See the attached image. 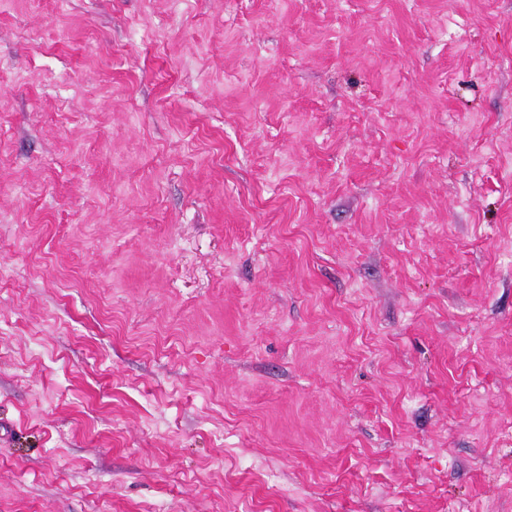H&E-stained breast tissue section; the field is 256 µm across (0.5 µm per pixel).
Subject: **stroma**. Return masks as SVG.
I'll return each instance as SVG.
<instances>
[{"label":"stroma","mask_w":512,"mask_h":512,"mask_svg":"<svg viewBox=\"0 0 512 512\" xmlns=\"http://www.w3.org/2000/svg\"><path fill=\"white\" fill-rule=\"evenodd\" d=\"M0 512H512V0H0Z\"/></svg>","instance_id":"obj_1"}]
</instances>
